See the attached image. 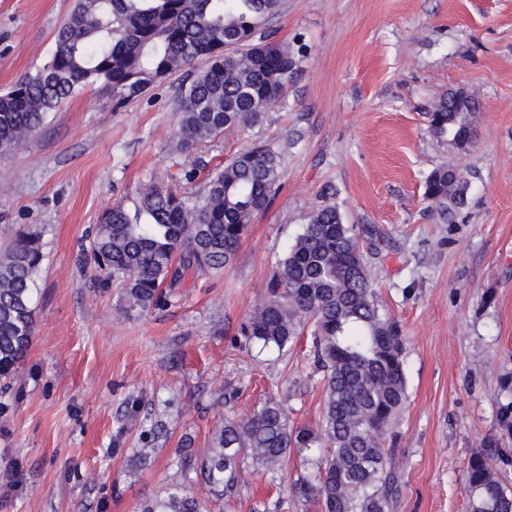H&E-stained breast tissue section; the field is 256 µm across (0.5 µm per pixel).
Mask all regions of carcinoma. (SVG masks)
<instances>
[{"instance_id":"obj_1","label":"carcinoma","mask_w":512,"mask_h":512,"mask_svg":"<svg viewBox=\"0 0 512 512\" xmlns=\"http://www.w3.org/2000/svg\"><path fill=\"white\" fill-rule=\"evenodd\" d=\"M282 0H75L55 35L50 59L0 93V155L37 132L46 114L88 83L120 101L189 69L192 80L174 99L175 147L189 153L228 129L258 123L286 91L296 66L288 45L261 31ZM226 46L221 57L215 48ZM253 50L243 51L246 45ZM478 101L450 91L428 113L430 129L459 147L473 141ZM280 155L267 145L235 154L211 171L202 193L180 195L152 176L139 190L135 213L114 205L102 212L90 252L96 270L118 283L127 309L147 311L162 286L190 272L224 267L253 218L281 179ZM467 181L448 167L433 170L425 197L442 211L465 200ZM42 262L38 238L23 230L0 253V378H9L34 338L32 296ZM314 327L322 372L323 415L317 427L294 429L268 402L245 419H224L199 472L213 487L231 489L246 461L274 471L295 452L319 454L315 473L290 484L319 512H394L401 485L394 437L407 401L404 345L380 311L356 228L334 204L317 208L278 262L266 297L244 327L264 347L285 348ZM495 441L467 463L469 512H512V488L496 469ZM140 512H199L174 488L147 498Z\"/></svg>"}]
</instances>
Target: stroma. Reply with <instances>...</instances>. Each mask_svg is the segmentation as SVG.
<instances>
[{
  "label": "stroma",
  "mask_w": 512,
  "mask_h": 512,
  "mask_svg": "<svg viewBox=\"0 0 512 512\" xmlns=\"http://www.w3.org/2000/svg\"><path fill=\"white\" fill-rule=\"evenodd\" d=\"M75 0H0V91L47 62ZM267 27L295 72L258 124L177 152L176 73L115 104L84 85L42 129L0 158V252L39 236L31 349L0 386V512H139L180 487L202 512H313L288 480L246 464L230 491L181 466L202 460L224 417L278 402L295 428L323 410L313 337L284 349L241 328L309 216L333 203L361 239L383 314L404 343L408 401L395 454L394 512H467L466 465L485 441L512 449L498 422L512 400V0H283ZM479 102L467 149L427 114L451 89ZM279 152L282 187L220 270L187 277L147 311L87 254L101 213L136 206L152 173L201 158L223 167L254 144ZM448 166L468 182L441 214L425 180ZM151 449L146 463L137 449Z\"/></svg>",
  "instance_id": "stroma-1"
}]
</instances>
